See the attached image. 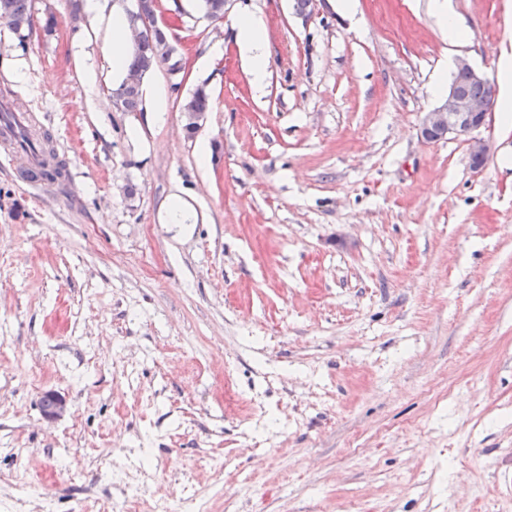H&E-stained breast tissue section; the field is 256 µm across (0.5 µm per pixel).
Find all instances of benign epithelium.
<instances>
[{"instance_id":"obj_1","label":"benign epithelium","mask_w":512,"mask_h":512,"mask_svg":"<svg viewBox=\"0 0 512 512\" xmlns=\"http://www.w3.org/2000/svg\"><path fill=\"white\" fill-rule=\"evenodd\" d=\"M180 58L179 49L167 35L161 36V52L155 58L151 67L165 65L174 73L179 69L172 63ZM490 102L481 96H471L451 85L446 93L443 103L426 113L420 126V136L428 142H436L449 135L465 136L468 138L470 159L482 163L486 160L489 144L482 138L474 136L486 125L490 111ZM182 113L186 118L185 130L193 135L203 125L205 116L190 110L188 105L182 106ZM45 399L41 407V414L47 420H56L68 412V405L64 398L46 391L42 394Z\"/></svg>"}]
</instances>
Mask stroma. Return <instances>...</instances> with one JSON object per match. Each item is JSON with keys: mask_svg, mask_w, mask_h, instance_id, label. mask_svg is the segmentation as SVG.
<instances>
[{"mask_svg": "<svg viewBox=\"0 0 512 512\" xmlns=\"http://www.w3.org/2000/svg\"><path fill=\"white\" fill-rule=\"evenodd\" d=\"M352 5L183 12L184 72L145 77L162 124L113 109L106 26L73 0H33L22 37L0 20V95L64 165L28 187L0 159V512H191L202 488L204 512H512V127L491 112L478 169L419 133L447 58L497 78L512 0H451L456 45L427 0ZM173 194L197 223L166 222ZM238 45L253 86L261 90L268 77L265 26L260 17L247 15L237 21ZM189 103L196 112H192L189 105L183 104L182 113L186 118L185 130L193 135L200 130L205 120V116L199 112H203L206 115V112H209L211 108L210 92L206 85L202 84L196 87L189 99Z\"/></svg>", "mask_w": 512, "mask_h": 512, "instance_id": "35a3bbf8", "label": "stroma"}]
</instances>
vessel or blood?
Instances as JSON below:
<instances>
[{
	"mask_svg": "<svg viewBox=\"0 0 512 512\" xmlns=\"http://www.w3.org/2000/svg\"><path fill=\"white\" fill-rule=\"evenodd\" d=\"M37 120L36 113L19 110L11 98L0 99V156L18 161V175L33 185L41 183L50 168L46 154L23 141Z\"/></svg>",
	"mask_w": 512,
	"mask_h": 512,
	"instance_id": "vessel-or-blood-1",
	"label": "vessel or blood"
}]
</instances>
